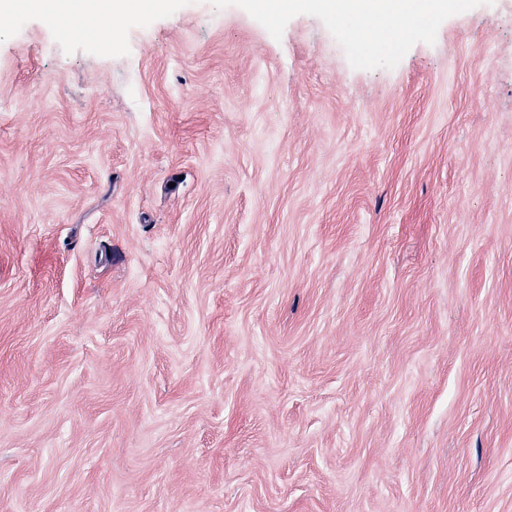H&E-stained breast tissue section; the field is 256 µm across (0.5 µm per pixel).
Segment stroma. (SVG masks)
Here are the masks:
<instances>
[{"label":"stroma","instance_id":"stroma-1","mask_svg":"<svg viewBox=\"0 0 512 512\" xmlns=\"http://www.w3.org/2000/svg\"><path fill=\"white\" fill-rule=\"evenodd\" d=\"M290 2L0 24V512H512V0ZM349 10L359 16L372 17L376 20L382 21L387 27L392 29V33L399 37L402 34L401 27H391L390 21L393 12L400 13L405 21H409L412 18L413 12L418 8V4L415 1L409 0H395L393 4H390L386 10L378 9L375 0H349ZM342 38L356 53L360 61L365 60L369 46L382 42L364 21L357 23L352 29L344 31Z\"/></svg>","mask_w":512,"mask_h":512}]
</instances>
